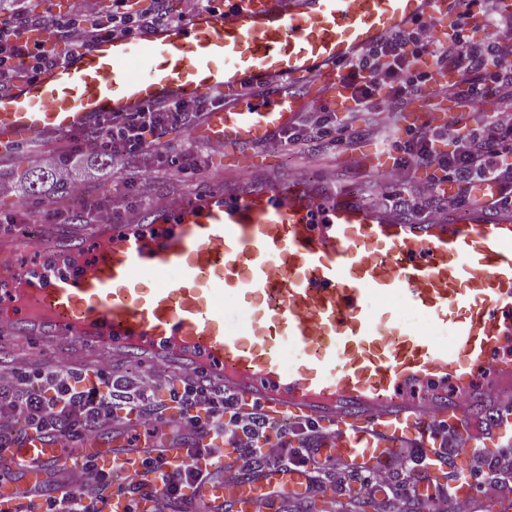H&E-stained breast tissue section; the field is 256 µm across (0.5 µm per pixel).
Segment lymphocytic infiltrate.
I'll return each instance as SVG.
<instances>
[{"mask_svg": "<svg viewBox=\"0 0 512 512\" xmlns=\"http://www.w3.org/2000/svg\"><path fill=\"white\" fill-rule=\"evenodd\" d=\"M153 3L151 11L139 12L129 0H112L106 17L99 19L87 12L83 0H72L61 13L21 10L0 21V92L56 64L61 58L57 44L74 52L102 37L130 36L145 26L181 22L195 10L221 6L223 0ZM448 11L455 19L446 36L436 35L432 20H419L386 36L344 67L354 111L377 113L383 131L406 134L405 140L392 143L397 157L383 177L387 190L381 199L415 213L435 200L444 183L456 188L448 199L452 206L495 208L512 203V17L498 12L496 0H449ZM486 23L499 28V35L477 38L479 25ZM425 95L452 99L460 112L458 120L402 127L406 112ZM488 97L496 98L499 107L486 120L475 107ZM217 103L214 97L157 102L132 115L115 114L84 129L75 143L59 140L47 145L33 164L66 182L75 223L107 224L116 205L97 191L96 176L76 178L75 168L105 159L107 172L118 175L124 187L137 189L141 202L161 204L163 195L153 190L157 180L176 184L182 175L200 172L202 166L188 149L180 160L161 155L155 163H147L153 144L171 127H196ZM461 120L469 124L463 133L457 128ZM360 138L347 118L321 105L300 113L278 141L313 165L323 144L352 151ZM447 139L452 150L436 151L435 143ZM421 168L429 170V177L414 181V172ZM477 180L493 182L497 194L474 195ZM174 407L181 411L176 420L168 415ZM125 415L135 416L151 438L180 445L182 463L171 467L142 454L117 482L90 462L77 489L37 502L25 498L16 512H106L116 484L128 498V512H140L147 498L154 501L153 512H164L169 503L184 499L186 488L200 490L213 482V471L203 468L202 462L219 456L212 443L220 438L237 453L234 469L224 473L228 484L273 467L282 475L305 473L310 478L307 488L313 491L318 487L317 475L324 471L319 450L328 434L319 424L305 423L298 432L287 433L260 408L239 409L195 375L164 384L155 376L117 372L104 356L86 370L34 364L0 383L1 448L11 443L12 425L18 419L29 431L56 433L60 446L66 448L75 438H91ZM422 463L421 449L400 448L377 465L353 467L350 476L371 496L388 489L397 475L409 473L416 481H428Z\"/></svg>", "mask_w": 512, "mask_h": 512, "instance_id": "f902f5d3", "label": "lymphocytic infiltrate"}]
</instances>
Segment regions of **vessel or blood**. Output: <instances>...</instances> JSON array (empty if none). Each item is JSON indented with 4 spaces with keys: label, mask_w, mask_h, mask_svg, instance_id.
I'll list each match as a JSON object with an SVG mask.
<instances>
[{
    "label": "vessel or blood",
    "mask_w": 512,
    "mask_h": 512,
    "mask_svg": "<svg viewBox=\"0 0 512 512\" xmlns=\"http://www.w3.org/2000/svg\"><path fill=\"white\" fill-rule=\"evenodd\" d=\"M448 0H229L178 24L104 37L0 94V143L78 132L158 101L219 94L195 132L228 156L262 147L310 104L349 108L343 67ZM263 84L265 98L246 96ZM0 337L40 339L113 364L200 373L242 408L329 428L328 445L370 466L436 424L458 441L512 432V208L468 206L410 219L323 178L198 184L108 224L0 231ZM38 265H21L29 252ZM232 297L233 310L224 307ZM299 355L285 368L281 344ZM120 434L61 454L26 433L0 471V512L44 494L50 473L127 461ZM208 493L257 512L261 480Z\"/></svg>",
    "instance_id": "1"
}]
</instances>
